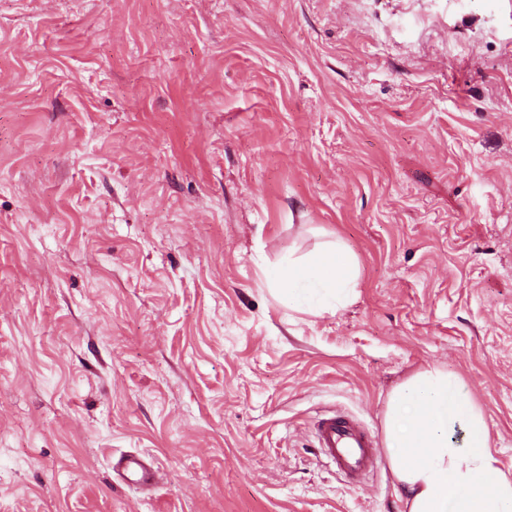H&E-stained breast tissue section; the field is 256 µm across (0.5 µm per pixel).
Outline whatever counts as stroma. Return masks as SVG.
I'll use <instances>...</instances> for the list:
<instances>
[{"label": "stroma", "mask_w": 512, "mask_h": 512, "mask_svg": "<svg viewBox=\"0 0 512 512\" xmlns=\"http://www.w3.org/2000/svg\"><path fill=\"white\" fill-rule=\"evenodd\" d=\"M430 366L512 475V0H0V512H405L312 423ZM274 283L288 295V305L314 315L335 314L358 296L359 264L337 240L332 253L317 255L288 268L269 270Z\"/></svg>", "instance_id": "35a3bbf8"}]
</instances>
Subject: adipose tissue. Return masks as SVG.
<instances>
[{"instance_id": "ef3b65f1", "label": "adipose tissue", "mask_w": 512, "mask_h": 512, "mask_svg": "<svg viewBox=\"0 0 512 512\" xmlns=\"http://www.w3.org/2000/svg\"><path fill=\"white\" fill-rule=\"evenodd\" d=\"M292 308L334 314L358 295L359 264L343 244L274 268ZM384 445L408 512H512V476L500 471L480 407L454 374L417 371L388 398Z\"/></svg>"}]
</instances>
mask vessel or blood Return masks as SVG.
Returning <instances> with one entry per match:
<instances>
[{
	"label": "vessel or blood",
	"mask_w": 512,
	"mask_h": 512,
	"mask_svg": "<svg viewBox=\"0 0 512 512\" xmlns=\"http://www.w3.org/2000/svg\"><path fill=\"white\" fill-rule=\"evenodd\" d=\"M315 446L337 472L353 481L374 470L378 453L373 438L353 417L336 411L314 424Z\"/></svg>",
	"instance_id": "obj_1"
}]
</instances>
